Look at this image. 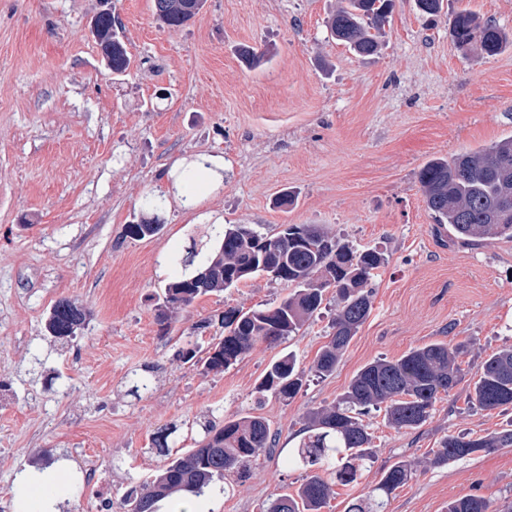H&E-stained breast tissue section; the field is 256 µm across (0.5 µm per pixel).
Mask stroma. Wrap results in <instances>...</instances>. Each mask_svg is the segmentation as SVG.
Instances as JSON below:
<instances>
[{
	"mask_svg": "<svg viewBox=\"0 0 512 512\" xmlns=\"http://www.w3.org/2000/svg\"><path fill=\"white\" fill-rule=\"evenodd\" d=\"M337 0H204L181 27L162 24L153 0H112L131 59L115 73L92 33L99 0H0V506L18 512L16 489L37 471L75 484L55 512H125L122 500L163 465L152 440L188 450L201 425L249 414L277 432L275 448L227 474L189 512H265L295 493L304 470L286 466L309 411L344 393L380 358L444 341H469L466 377L437 400L416 430L390 426L384 411L363 418L375 461L358 483L336 485L322 512H346L383 469L414 461L386 512H447L476 495L494 512L512 507V447L431 465L447 434L501 430L512 411L468 399L484 359L512 346V239L441 244L417 174L435 157L512 137V46L466 56L448 34V15L467 8L512 35V0H445L423 15L395 0L380 53L354 54L326 21ZM259 59L245 66L239 48ZM202 155L224 161L220 182L186 185L174 167ZM294 196L281 205L283 194ZM199 197L197 207L183 204ZM163 199L162 230L143 239L145 198ZM274 234L317 224L386 262L370 281L369 317L335 371L310 374L331 333L326 300L278 346L257 343L233 367L206 373L184 364L187 343L208 346L231 308L271 306L288 284L264 275L196 298L169 327L155 298L171 279L168 259L216 218ZM90 310L70 341L47 331L60 299ZM293 352L305 376L290 400L255 387L271 361ZM152 388L130 394L133 373ZM100 481L84 484V465Z\"/></svg>",
	"mask_w": 512,
	"mask_h": 512,
	"instance_id": "obj_1",
	"label": "stroma"
}]
</instances>
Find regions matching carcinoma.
Segmentation results:
<instances>
[{"label":"carcinoma","instance_id":"1","mask_svg":"<svg viewBox=\"0 0 512 512\" xmlns=\"http://www.w3.org/2000/svg\"><path fill=\"white\" fill-rule=\"evenodd\" d=\"M203 0H154L157 18L168 26L187 24ZM394 0H341L327 20L332 38L360 57L378 54L382 29ZM116 18L99 14L94 34L112 71H126L131 63L113 28ZM450 35L464 54L497 55L507 43L506 34L492 19L462 9L449 19ZM426 208L435 224L448 226L454 238L476 243L498 237L512 238V138L451 158L429 160L418 173ZM162 229L149 217L128 228L132 237H151ZM202 247L192 242L186 255L172 259L180 271L158 296L157 317L168 323V311L191 304L197 297L235 287L258 274L285 270L282 282L293 291L272 306L247 311L229 309L221 324L224 336L205 355L190 347L180 351L183 363L202 370L222 372L234 365L256 343L275 344L300 332L321 310L329 288L336 289L333 332L311 371L318 377L331 374L371 310L373 271L384 264L374 249L356 250L315 224H287L275 236H265L248 224H210ZM204 255L200 263L195 258ZM88 316L85 307L60 299L47 322L49 333L60 340L76 338ZM467 341L434 342L415 348L397 359H378L362 368L336 403L308 412L304 436L288 453V465L310 472L294 494L273 499L266 512H321L333 486L358 481L367 463L375 459L372 437L363 424L371 408L384 407L388 423L397 429H416L427 423L441 394L462 381L457 362L467 352ZM303 372L291 354L273 360L256 387L260 395L271 392L290 400L300 391ZM470 397L481 409L512 410V347L491 354L472 383ZM275 435L261 416L230 418L222 424L204 425L203 438L185 453L168 457L162 469L131 488L124 497L127 512H159V503L178 502L182 496L199 498L224 475L247 473L248 464L273 447ZM512 447V428L484 437L465 433L442 437L433 450L431 464L445 465L481 452ZM414 463L398 461L382 471L372 494L354 499L347 512H382L390 495L404 485ZM490 502L465 496L448 503V512H491Z\"/></svg>","mask_w":512,"mask_h":512}]
</instances>
